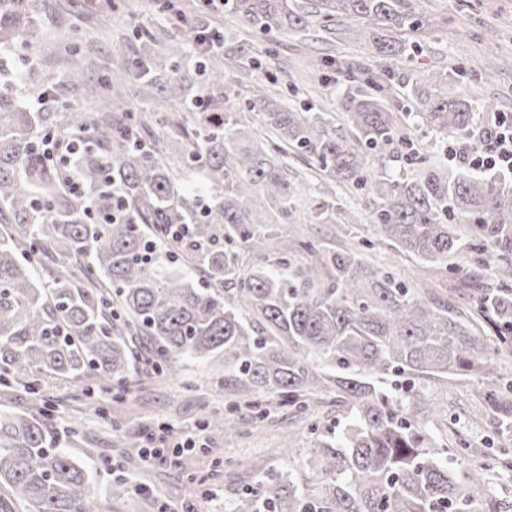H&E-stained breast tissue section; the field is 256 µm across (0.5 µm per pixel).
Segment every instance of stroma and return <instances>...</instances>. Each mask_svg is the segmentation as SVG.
Instances as JSON below:
<instances>
[{
  "label": "stroma",
  "mask_w": 512,
  "mask_h": 512,
  "mask_svg": "<svg viewBox=\"0 0 512 512\" xmlns=\"http://www.w3.org/2000/svg\"><path fill=\"white\" fill-rule=\"evenodd\" d=\"M121 8L112 14V32L98 46L111 62L113 72L132 66L138 46L132 29L160 27L175 33V19L162 16L156 0H120ZM107 12L106 0H58L56 9L41 16L42 37L32 44L17 45L10 53L15 69L27 70L31 58L42 61L45 75L62 82L61 64L52 58L55 35L72 27L79 34L73 45L85 51V38ZM424 15H439L444 25L426 36L420 48L394 67L396 76L413 72L427 74L451 67L458 69L465 90L478 115L488 112L512 114V0H425ZM211 28L228 35L229 52L248 57L274 49L288 57L287 73H279L273 59L264 57V72L277 76L276 91L284 94L297 109H310L339 115L337 85H323L318 73L303 65L300 43H308L311 52H332L336 59L353 66H368L364 43L346 41L326 49L319 28L307 34L295 32H258L225 20L223 14L210 12ZM259 71V72H262ZM259 72H239L234 76L238 96H245ZM289 167L301 170L310 180L312 200L326 198L328 185L322 184L309 159L289 158ZM336 204L346 211L366 209L368 192L364 189H333ZM295 229L340 249H366L381 268L392 272L409 286H416L418 264L389 245L376 241L368 224L351 226L308 224L301 214L289 219ZM133 368L126 389L140 405V412L118 428H110L106 419L96 415L94 404H107L108 396L90 393L89 380L43 377L36 394L23 387L0 396V409L14 412L30 410L37 399L53 407V431L61 435L60 446L88 469L95 512H158L160 507L181 512L191 504L196 512H249L246 490L265 473L292 474L299 482L308 480L305 450L313 441L309 423L289 416L287 409L273 408L262 431L252 432L249 408L230 411L229 389L215 390L214 381L223 378V363L187 357L179 361L176 375H157L150 360V344L140 338L134 342ZM486 385L476 377H449L433 390L446 399L448 407L441 420L432 425L437 439L447 440L454 453L448 466L458 476L471 475L482 459H492V468L484 474L479 512H490L488 504L497 501L500 512H512V431L495 428L489 422L471 418L470 411ZM214 411L233 412L238 435H225L223 429L206 425ZM166 427L170 436L197 432L200 446L188 464L163 460L145 465L137 448L145 433ZM467 450H459V443Z\"/></svg>",
  "instance_id": "obj_1"
}]
</instances>
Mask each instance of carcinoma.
<instances>
[{
    "label": "carcinoma",
    "instance_id": "carcinoma-1",
    "mask_svg": "<svg viewBox=\"0 0 512 512\" xmlns=\"http://www.w3.org/2000/svg\"><path fill=\"white\" fill-rule=\"evenodd\" d=\"M162 2L180 33L133 31L131 75L93 82L94 68L106 65L91 48L84 56L71 48L67 31L57 37L67 85L112 111L59 103L46 77L43 107L32 112L8 73L9 51L39 39L45 3L0 0V387L48 375L92 378L111 391L132 368L126 337L141 336L161 373L187 356L224 359L259 421L272 398L307 418L320 396L336 395L342 426L313 424L306 466L317 482L268 473L249 489L251 512H475L479 490L448 469L451 448L430 434L439 410L424 382L489 380L478 417L512 428V383L497 368L512 356V175L441 167L419 156L402 123L412 116L479 154L504 116L477 122L453 68L410 77L389 96L393 62L417 46L405 35L420 39L440 24L422 14L420 0H224L230 18L248 27L318 26L329 44L346 33L376 62L361 85L340 92L344 134L256 80L246 108L263 135L246 144L225 75L262 63L224 53V35L197 5ZM191 45L200 58L192 72L181 65ZM159 52L174 60L171 71ZM136 101H172L194 127L178 156L199 173L195 191L174 175L162 142L143 145L150 119L132 111ZM67 131L85 136L76 156L83 199L43 160L51 136ZM402 148L419 157L416 173H370L373 154ZM291 155L312 158L341 187L368 188L377 239L424 266L448 270L461 235L448 216L474 218L466 232L498 286L450 306L357 249L292 239L289 215L304 208L308 223L333 224L336 202L303 203L288 178ZM300 251L306 259L293 261ZM243 252H268L273 267L246 272ZM33 255L51 264L49 281L35 277ZM168 259L195 266L206 284L188 281ZM48 416L45 405L0 411V488L28 512H90L87 471L57 444Z\"/></svg>",
    "mask_w": 512,
    "mask_h": 512
}]
</instances>
